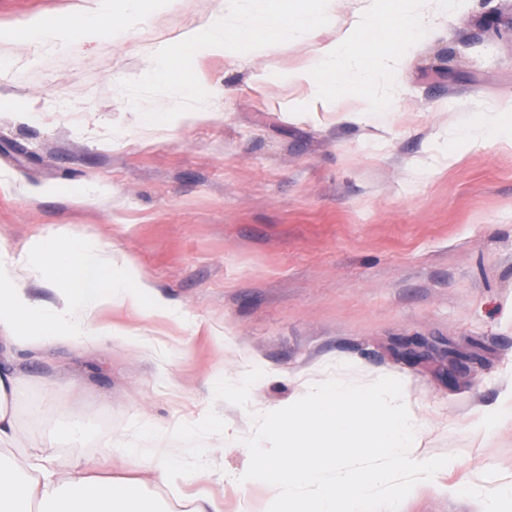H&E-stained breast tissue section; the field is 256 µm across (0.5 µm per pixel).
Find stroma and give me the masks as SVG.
Wrapping results in <instances>:
<instances>
[{
	"label": "stroma",
	"mask_w": 512,
	"mask_h": 512,
	"mask_svg": "<svg viewBox=\"0 0 512 512\" xmlns=\"http://www.w3.org/2000/svg\"><path fill=\"white\" fill-rule=\"evenodd\" d=\"M97 9L0 0V255L52 230L88 237L128 254L181 314L107 305L99 325L143 344L18 353L23 441L103 477L117 473L113 448L164 446L187 480L133 476L167 512L201 491L224 512H266L267 486L232 481L249 465L252 414L346 360L399 376L426 448L453 457L399 512H484L512 484V419L490 436L478 427L512 389V148L491 138L468 150L456 130L469 113L512 108V0H454L395 77L390 111L366 122L348 120L354 100L321 102L288 79L336 40L323 26L255 57L200 60L211 119L145 123L118 81L145 75L157 44L205 27L213 0H144L134 22L112 0L122 23L100 41L26 34ZM413 336L424 347L409 363L397 353ZM452 352L465 357L453 379ZM250 361L259 381L223 396ZM74 422L79 442L53 441Z\"/></svg>",
	"instance_id": "stroma-1"
}]
</instances>
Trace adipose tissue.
<instances>
[{
  "label": "adipose tissue",
  "instance_id": "1",
  "mask_svg": "<svg viewBox=\"0 0 512 512\" xmlns=\"http://www.w3.org/2000/svg\"><path fill=\"white\" fill-rule=\"evenodd\" d=\"M100 4L97 16L41 21L30 32L55 39L74 33L103 38L112 30V0ZM36 277L53 292V302L42 304L22 288L23 280ZM152 290L151 281L135 272L122 251L107 253L85 237L50 232L33 254L0 263V352L11 355L35 335L49 344L94 345L105 338L139 342L137 334L100 327L97 315L111 304L142 308ZM25 383L21 371L0 368V512H32L36 504L41 512H162L158 500L134 484L90 477V463H75L64 475L52 457L33 448L26 450L24 461H16L13 451L20 434L11 401ZM117 454L133 467L150 469L162 481L177 484L185 478L161 451L144 456L129 444Z\"/></svg>",
  "mask_w": 512,
  "mask_h": 512
}]
</instances>
